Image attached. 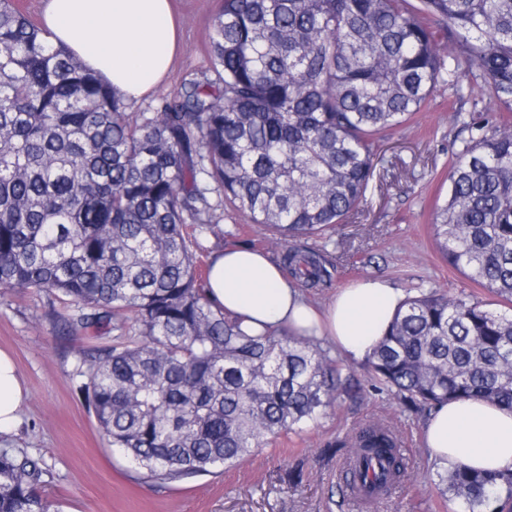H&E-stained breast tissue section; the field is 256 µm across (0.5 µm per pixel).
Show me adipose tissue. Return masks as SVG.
<instances>
[{
	"label": "adipose tissue",
	"instance_id": "1",
	"mask_svg": "<svg viewBox=\"0 0 512 512\" xmlns=\"http://www.w3.org/2000/svg\"><path fill=\"white\" fill-rule=\"evenodd\" d=\"M45 26L64 47L127 102L166 78L179 50L170 0H47ZM208 297L243 327H288L324 338L346 358L364 360L378 344L404 296L388 279L367 277L339 289L324 309L265 254L228 245L212 259ZM24 389L9 353L0 350V435L14 433ZM425 446L442 464L482 470L512 466V409L469 399L440 406L425 425Z\"/></svg>",
	"mask_w": 512,
	"mask_h": 512
}]
</instances>
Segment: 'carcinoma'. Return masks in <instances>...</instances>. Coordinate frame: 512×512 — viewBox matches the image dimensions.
<instances>
[{
	"mask_svg": "<svg viewBox=\"0 0 512 512\" xmlns=\"http://www.w3.org/2000/svg\"><path fill=\"white\" fill-rule=\"evenodd\" d=\"M425 15L453 50H436ZM211 53L215 78L148 117L0 0V288L70 301L71 334H112L80 352L79 392L109 444L160 483L234 467L359 388L321 340L250 336L209 300L208 194L288 244V277L320 287L329 260L296 239L331 240L366 195L377 135L436 85L471 97L462 59L504 114L464 141L434 237L448 265L512 303V0H222ZM364 365L409 410L512 408V315L409 296ZM341 448L349 484L387 495L408 473L383 423L324 453ZM432 468L463 512H512V469ZM45 473L1 449L0 512H49Z\"/></svg>",
	"mask_w": 512,
	"mask_h": 512,
	"instance_id": "carcinoma-1",
	"label": "carcinoma"
}]
</instances>
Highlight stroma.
Segmentation results:
<instances>
[{"mask_svg": "<svg viewBox=\"0 0 512 512\" xmlns=\"http://www.w3.org/2000/svg\"><path fill=\"white\" fill-rule=\"evenodd\" d=\"M173 2L179 53L163 86L130 103V111L153 115L181 84L214 76L210 40L220 0ZM496 118L489 100L461 102L440 85L411 120L383 132L374 175L357 211L337 228L330 245L309 241L310 247L327 248L334 270L326 287L306 290V297L323 306L340 288L380 276L410 296L437 288L506 311L498 296L448 266L432 229L465 137L463 124ZM210 202L215 229L203 235L209 251L242 245L280 261L283 248L263 226L221 205L218 194H211ZM73 312L67 301L32 288L0 290V349L12 353L28 389L20 423L12 435L0 437V448L20 449L45 462L48 473L39 491L50 512H356L345 495L342 459H325L321 450L334 437L373 422L394 427L411 458L408 478L375 512H461L460 502L441 494L429 470L426 414L405 410L368 387L359 363L352 370L364 384L362 393L338 400L319 422L280 436L232 468L165 484L148 479L109 445L77 392L79 352L100 340L89 333L66 334L63 323ZM298 459L306 462L302 483L285 482V472Z\"/></svg>", "mask_w": 512, "mask_h": 512, "instance_id": "1", "label": "stroma"}]
</instances>
